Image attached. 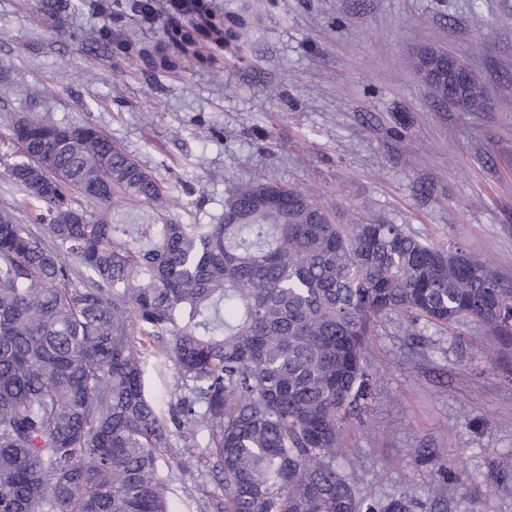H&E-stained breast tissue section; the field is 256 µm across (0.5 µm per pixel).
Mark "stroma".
I'll use <instances>...</instances> for the list:
<instances>
[{
    "label": "stroma",
    "instance_id": "1",
    "mask_svg": "<svg viewBox=\"0 0 512 512\" xmlns=\"http://www.w3.org/2000/svg\"><path fill=\"white\" fill-rule=\"evenodd\" d=\"M92 2L62 0L51 26L41 0H0V211L17 223L34 214L13 208L11 125L30 116L104 132L178 186L179 223H210L238 181L273 180L310 190L340 223L401 224L512 277V0H217L260 22L248 48L189 70L164 42L168 0L146 16L110 0L108 18ZM106 26L113 49L89 50L88 31ZM429 46L470 65L489 110L434 106L411 64ZM470 326L391 314L370 337L377 393L336 458L360 492L427 497L436 468L414 451L430 448L457 477L447 512H512L492 471L512 462V368ZM144 378L168 414L175 378L163 356H148ZM158 470L174 512H200L221 491L203 471L181 479L175 455Z\"/></svg>",
    "mask_w": 512,
    "mask_h": 512
}]
</instances>
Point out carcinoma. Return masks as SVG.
<instances>
[{
  "instance_id": "cac0c4a2",
  "label": "carcinoma",
  "mask_w": 512,
  "mask_h": 512,
  "mask_svg": "<svg viewBox=\"0 0 512 512\" xmlns=\"http://www.w3.org/2000/svg\"><path fill=\"white\" fill-rule=\"evenodd\" d=\"M252 34L212 0H174L164 28L192 67ZM467 96L483 109L480 80ZM12 139L40 228L0 212V512H173L158 461L177 439L223 489L205 512H444L450 471L424 451L425 500L380 504L334 464L374 395L368 339L392 313L468 318L512 354L511 280L400 224H337L275 181L176 224L169 190L100 130L19 119ZM153 345L179 391L167 421L144 391Z\"/></svg>"
}]
</instances>
